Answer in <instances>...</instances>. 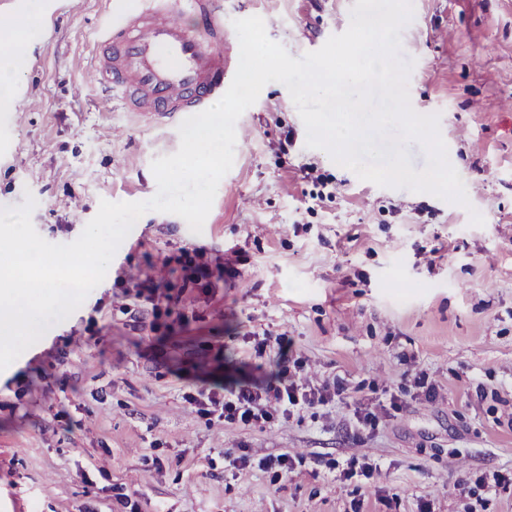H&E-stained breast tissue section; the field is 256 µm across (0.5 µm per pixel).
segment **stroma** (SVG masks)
I'll return each instance as SVG.
<instances>
[{
	"label": "stroma",
	"instance_id": "1",
	"mask_svg": "<svg viewBox=\"0 0 512 512\" xmlns=\"http://www.w3.org/2000/svg\"><path fill=\"white\" fill-rule=\"evenodd\" d=\"M223 4L228 83L234 20L261 17L295 59L350 23L351 0ZM412 6L411 105L439 114L469 207L308 148L288 89L268 83L202 232L144 214L82 305L0 371V512H512V0ZM111 9L0 0L36 22L0 112V207L33 196L53 244L101 200L152 198V160L180 145L177 125L95 81ZM199 264L213 288L187 282ZM283 354L293 379L340 395L252 427L192 405L273 378ZM281 454L288 470L263 468Z\"/></svg>",
	"mask_w": 512,
	"mask_h": 512
}]
</instances>
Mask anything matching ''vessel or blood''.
Returning a JSON list of instances; mask_svg holds the SVG:
<instances>
[{
  "mask_svg": "<svg viewBox=\"0 0 512 512\" xmlns=\"http://www.w3.org/2000/svg\"><path fill=\"white\" fill-rule=\"evenodd\" d=\"M100 39L99 83L132 112L173 120L224 94V20L216 0H191L193 22L168 0H120Z\"/></svg>",
  "mask_w": 512,
  "mask_h": 512,
  "instance_id": "obj_1",
  "label": "vessel or blood"
}]
</instances>
